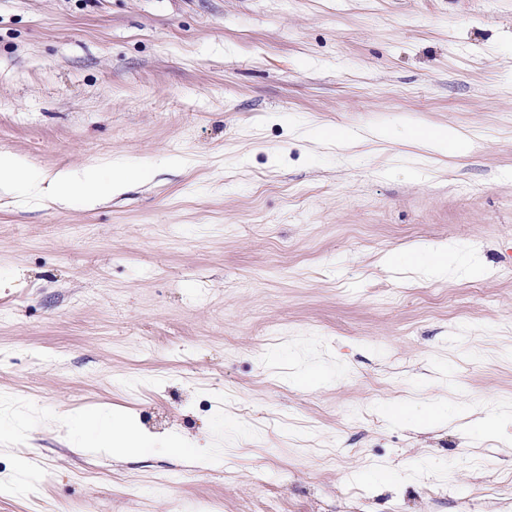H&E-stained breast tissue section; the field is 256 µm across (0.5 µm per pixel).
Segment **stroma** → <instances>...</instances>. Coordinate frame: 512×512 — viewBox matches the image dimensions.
Here are the masks:
<instances>
[{
    "label": "stroma",
    "mask_w": 512,
    "mask_h": 512,
    "mask_svg": "<svg viewBox=\"0 0 512 512\" xmlns=\"http://www.w3.org/2000/svg\"><path fill=\"white\" fill-rule=\"evenodd\" d=\"M510 43L512 0H0V151L144 175L0 196V512H512V421L396 414L512 406ZM443 127L428 167L322 139ZM112 411L150 454L70 436ZM403 144L418 150L417 157L424 162L437 161V157L464 155L471 145V135L461 129H434L409 133ZM387 260L399 262L410 269L437 278H444L451 265L447 254H434L422 248L412 249L402 255H390Z\"/></svg>",
    "instance_id": "obj_1"
}]
</instances>
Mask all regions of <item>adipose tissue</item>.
Instances as JSON below:
<instances>
[{"label": "adipose tissue", "instance_id": "adipose-tissue-1", "mask_svg": "<svg viewBox=\"0 0 512 512\" xmlns=\"http://www.w3.org/2000/svg\"><path fill=\"white\" fill-rule=\"evenodd\" d=\"M404 143L418 150L422 161L433 162L440 157L465 154L471 145V136L460 129L443 128L408 134ZM111 167L112 176L108 179L102 178L101 169L95 164L79 170L50 172L15 153L0 151V195L12 194L22 187L42 200L66 204L77 197L84 205L91 206L105 194L122 193L134 175L122 160H112ZM71 430L76 436L97 440L118 456L144 453L151 446L150 441L117 413L89 423H74Z\"/></svg>", "mask_w": 512, "mask_h": 512}]
</instances>
